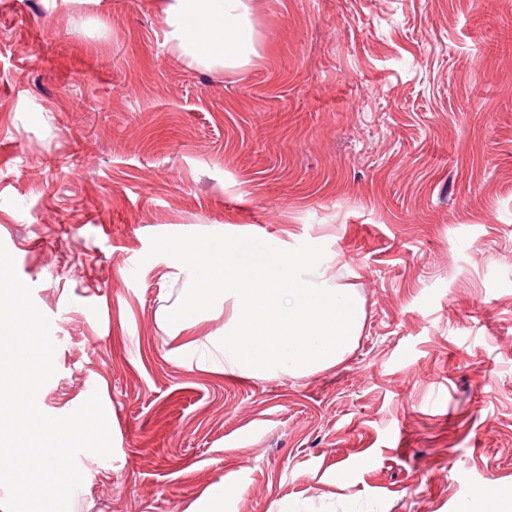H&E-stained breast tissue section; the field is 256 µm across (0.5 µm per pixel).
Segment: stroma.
<instances>
[{"label": "stroma", "mask_w": 512, "mask_h": 512, "mask_svg": "<svg viewBox=\"0 0 512 512\" xmlns=\"http://www.w3.org/2000/svg\"><path fill=\"white\" fill-rule=\"evenodd\" d=\"M262 59L187 68L153 0H0V243L51 320L44 413L99 393L79 512H477L512 485V0H253ZM324 246L351 355L200 369L159 234ZM224 511V487L218 485L188 506L185 512H223Z\"/></svg>", "instance_id": "stroma-1"}]
</instances>
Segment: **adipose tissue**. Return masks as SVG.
Segmentation results:
<instances>
[{
	"label": "adipose tissue",
	"mask_w": 512,
	"mask_h": 512,
	"mask_svg": "<svg viewBox=\"0 0 512 512\" xmlns=\"http://www.w3.org/2000/svg\"><path fill=\"white\" fill-rule=\"evenodd\" d=\"M170 51L188 67L241 74L261 57L250 0H154Z\"/></svg>",
	"instance_id": "1"
}]
</instances>
